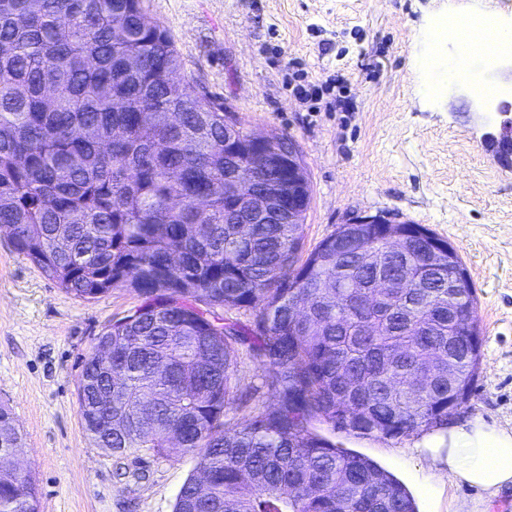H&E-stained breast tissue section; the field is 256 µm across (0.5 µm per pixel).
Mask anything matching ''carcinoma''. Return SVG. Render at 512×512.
I'll list each match as a JSON object with an SVG mask.
<instances>
[{
	"label": "carcinoma",
	"mask_w": 512,
	"mask_h": 512,
	"mask_svg": "<svg viewBox=\"0 0 512 512\" xmlns=\"http://www.w3.org/2000/svg\"><path fill=\"white\" fill-rule=\"evenodd\" d=\"M180 55L140 0H0V231L50 280L84 301L129 285L142 303L108 325L85 358L79 412L96 447L191 454L173 512H417L390 472L336 447L315 422L402 440L441 429L465 403L481 357L472 288L448 290L410 240L412 260L377 232L376 267L324 239L306 258L303 225L226 224L261 181L230 152ZM178 112V125L161 118ZM413 286L359 291L375 268ZM361 289L336 290V280ZM236 311L247 322L215 309ZM264 372L270 410L238 397V360ZM246 412L227 426L231 412ZM24 444L0 405V456ZM33 476L0 483V512H39Z\"/></svg>",
	"instance_id": "obj_1"
}]
</instances>
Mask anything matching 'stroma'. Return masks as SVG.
Listing matches in <instances>:
<instances>
[{
	"label": "stroma",
	"instance_id": "1",
	"mask_svg": "<svg viewBox=\"0 0 512 512\" xmlns=\"http://www.w3.org/2000/svg\"><path fill=\"white\" fill-rule=\"evenodd\" d=\"M214 104L244 132L291 139L307 170L305 250L341 225L386 216L424 225L458 251L476 298L482 347L459 433L512 428V164L485 146L512 99V58L485 63L447 38L490 16L512 29V0H141ZM142 302L130 286L83 301L47 279L0 234V403L25 438L40 512H173L196 460L115 456L87 436L82 362L104 328ZM318 433L377 462L416 499L427 472L399 442ZM445 500L512 512V486H447Z\"/></svg>",
	"mask_w": 512,
	"mask_h": 512
}]
</instances>
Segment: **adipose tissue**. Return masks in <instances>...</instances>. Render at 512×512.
<instances>
[{"label": "adipose tissue", "instance_id": "obj_1", "mask_svg": "<svg viewBox=\"0 0 512 512\" xmlns=\"http://www.w3.org/2000/svg\"><path fill=\"white\" fill-rule=\"evenodd\" d=\"M411 453L429 467L425 490L431 499L432 512H441L447 484L490 491L512 485V433L463 435L454 446L423 445L412 448Z\"/></svg>", "mask_w": 512, "mask_h": 512}]
</instances>
